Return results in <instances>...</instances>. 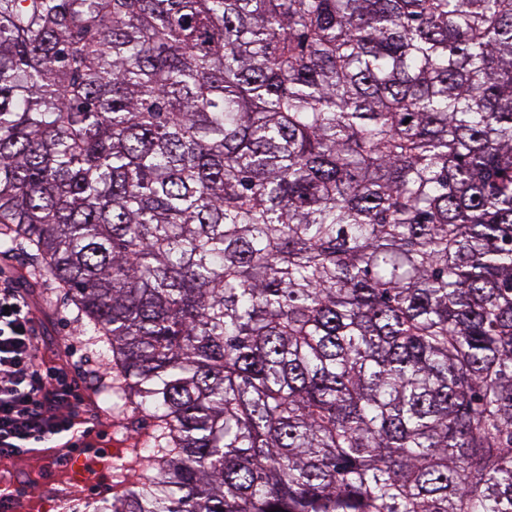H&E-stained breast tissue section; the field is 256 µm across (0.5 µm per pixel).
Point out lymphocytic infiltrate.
I'll return each mask as SVG.
<instances>
[{
    "mask_svg": "<svg viewBox=\"0 0 512 512\" xmlns=\"http://www.w3.org/2000/svg\"><path fill=\"white\" fill-rule=\"evenodd\" d=\"M42 344L26 296L0 275V458H21L68 436L89 445L74 412L78 381L42 359Z\"/></svg>",
    "mask_w": 512,
    "mask_h": 512,
    "instance_id": "lymphocytic-infiltrate-1",
    "label": "lymphocytic infiltrate"
}]
</instances>
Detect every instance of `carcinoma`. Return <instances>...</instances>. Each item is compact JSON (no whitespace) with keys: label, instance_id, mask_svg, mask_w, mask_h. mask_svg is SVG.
<instances>
[{"label":"carcinoma","instance_id":"obj_1","mask_svg":"<svg viewBox=\"0 0 512 512\" xmlns=\"http://www.w3.org/2000/svg\"><path fill=\"white\" fill-rule=\"evenodd\" d=\"M0 240L147 419L94 512H512V0H0Z\"/></svg>","mask_w":512,"mask_h":512}]
</instances>
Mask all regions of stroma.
<instances>
[{"mask_svg": "<svg viewBox=\"0 0 512 512\" xmlns=\"http://www.w3.org/2000/svg\"><path fill=\"white\" fill-rule=\"evenodd\" d=\"M7 268L18 288L38 307L39 328L48 353L59 354L72 360L80 388L76 409L98 448L119 443L128 447L139 428L131 422L125 434H116L112 426V412L106 403L111 388V376L94 375L95 365L104 357L95 345L92 333L79 320L69 298L56 288L52 280L35 276L25 253L0 243V267ZM55 450H41L23 459L0 460V483L16 495V512H61L54 499L43 496L42 488L57 465ZM73 512H93L96 505L112 496L111 471L84 468L78 473Z\"/></svg>", "mask_w": 512, "mask_h": 512, "instance_id": "stroma-1", "label": "stroma"}]
</instances>
